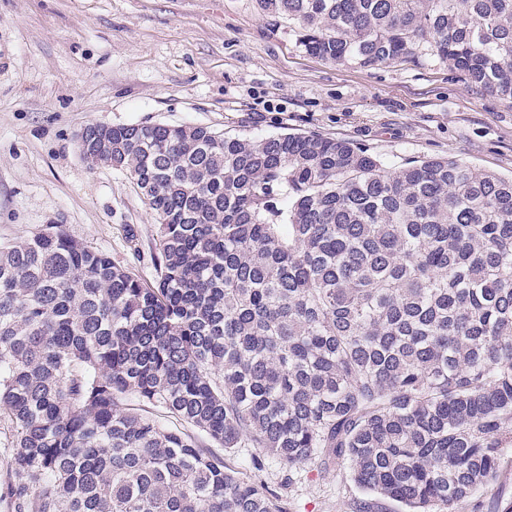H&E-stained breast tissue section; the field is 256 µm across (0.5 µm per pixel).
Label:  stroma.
<instances>
[{
	"instance_id": "35a3bbf8",
	"label": "stroma",
	"mask_w": 512,
	"mask_h": 512,
	"mask_svg": "<svg viewBox=\"0 0 512 512\" xmlns=\"http://www.w3.org/2000/svg\"><path fill=\"white\" fill-rule=\"evenodd\" d=\"M312 132L386 168L456 158L512 175V104L427 54L363 68L307 53L256 0H0V245L58 224L141 279L157 223L122 172L89 168V123ZM261 475L288 512H359L343 470Z\"/></svg>"
}]
</instances>
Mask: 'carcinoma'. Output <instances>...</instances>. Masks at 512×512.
Listing matches in <instances>:
<instances>
[{
  "instance_id": "cac0c4a2",
  "label": "carcinoma",
  "mask_w": 512,
  "mask_h": 512,
  "mask_svg": "<svg viewBox=\"0 0 512 512\" xmlns=\"http://www.w3.org/2000/svg\"><path fill=\"white\" fill-rule=\"evenodd\" d=\"M305 50L448 63L512 104V0H256ZM132 180L157 279L50 226L0 246V486L13 512H287L248 469H344L457 512L512 465V175L314 133L88 124Z\"/></svg>"
}]
</instances>
